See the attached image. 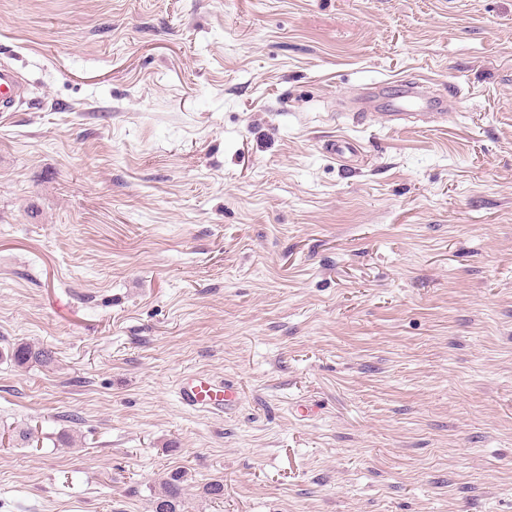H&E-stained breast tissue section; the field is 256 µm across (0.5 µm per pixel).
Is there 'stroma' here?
I'll return each instance as SVG.
<instances>
[{"mask_svg": "<svg viewBox=\"0 0 512 512\" xmlns=\"http://www.w3.org/2000/svg\"><path fill=\"white\" fill-rule=\"evenodd\" d=\"M1 64L0 512H512V0H0ZM23 93V83L18 74L0 67V112H9ZM406 91L387 110H382L374 98H369L359 106V109L369 110L361 112L370 117L379 116L387 123L399 124L402 122L425 117L428 119L444 117L448 108V100L442 97L430 95L423 90L420 83L410 82L406 85ZM53 352L47 348L35 344L21 342L10 349L6 358H9L17 366H24L29 363L47 365L53 360ZM179 402L189 409L224 413L235 401L233 386L217 382L207 374L182 377L176 388ZM186 472H171L160 485V491L150 499V512H184V495L188 487Z\"/></svg>", "mask_w": 512, "mask_h": 512, "instance_id": "35a3bbf8", "label": "stroma"}]
</instances>
